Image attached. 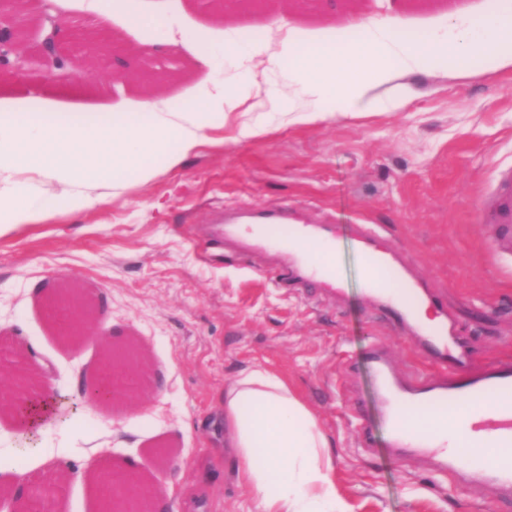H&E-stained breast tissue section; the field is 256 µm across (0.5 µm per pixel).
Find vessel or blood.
I'll return each mask as SVG.
<instances>
[{
	"mask_svg": "<svg viewBox=\"0 0 512 512\" xmlns=\"http://www.w3.org/2000/svg\"><path fill=\"white\" fill-rule=\"evenodd\" d=\"M267 225L270 234L262 246L274 254L292 252L295 244L329 239L323 225L296 220L286 207L255 209L246 213L228 210L224 213V234L232 236L235 224L242 219ZM491 220L497 228L496 251L512 250V175L502 180L501 190L491 208ZM383 234L381 226L362 224L358 237L363 244L367 275V289L376 306L385 311L392 321L402 327L418 344L421 352L432 363L433 376L398 377L390 364V354L384 344H375L366 360L375 371L384 401L396 404L389 415L390 435L396 451H412L422 455L436 470L477 482H491L504 491L512 490V359H498L486 368L475 370L469 365L467 344L462 337L451 334L448 314L440 300L413 276L399 277L392 261L379 253L377 242ZM293 253V252H292ZM296 255V254H295ZM337 268L333 261L313 263L304 254H297L293 265L276 266L272 275L276 283L303 288L325 278L335 280ZM402 279L405 294L390 295L389 281ZM417 299L432 307L437 323L427 327L416 321L410 299ZM471 411L469 440L472 447H482L485 435H493L504 455L475 472H465L457 456L433 452L420 440L412 428L404 424L405 416H416L429 411L448 412L460 408Z\"/></svg>",
	"mask_w": 512,
	"mask_h": 512,
	"instance_id": "1",
	"label": "vessel or blood"
}]
</instances>
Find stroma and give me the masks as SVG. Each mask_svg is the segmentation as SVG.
<instances>
[{"label":"stroma","instance_id":"obj_1","mask_svg":"<svg viewBox=\"0 0 512 512\" xmlns=\"http://www.w3.org/2000/svg\"><path fill=\"white\" fill-rule=\"evenodd\" d=\"M500 0H140L144 15L167 17L176 42L131 25L120 0L95 12L92 0H56L67 25L102 41L95 59L77 58L64 81L31 89L0 75V106L38 94L51 112L98 117L150 96L190 105L212 82L235 80L245 59L220 57L228 37L251 41L277 21L333 36L357 16L398 12L415 33L444 31L458 18L495 12ZM216 51L206 66L196 50ZM153 62L142 66V55ZM451 80L413 78L396 112L286 125L266 113L261 139L238 136L240 116L217 126L181 164L160 166L148 184L72 213L60 208L0 237V363L19 360L66 401L30 430L0 417V512H15L9 484L47 483L69 465L58 512H98L87 479L99 449L131 465L175 512H259L239 485L224 447V386L261 364L288 378L318 417L334 459L338 495L353 512H512L491 485H474L390 448L373 370L365 358L384 343L404 374H432L418 347L377 310L364 286L360 224L384 229L383 244L420 276L470 343L481 367L512 358V255L492 256L483 220L501 171L512 167V70ZM290 206L333 225L335 298L314 301L274 283L262 252L222 245L225 209ZM77 282L103 314L99 333L66 344L48 319L53 290ZM134 341L146 363L137 409L101 407L84 395L105 341ZM359 416H352V404ZM373 445L360 447L361 426Z\"/></svg>","mask_w":512,"mask_h":512}]
</instances>
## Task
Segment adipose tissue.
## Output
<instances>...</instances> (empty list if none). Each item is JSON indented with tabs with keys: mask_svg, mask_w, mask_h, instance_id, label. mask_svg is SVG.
<instances>
[{
	"mask_svg": "<svg viewBox=\"0 0 512 512\" xmlns=\"http://www.w3.org/2000/svg\"><path fill=\"white\" fill-rule=\"evenodd\" d=\"M352 27L353 40H301L272 29L261 40L227 41L228 54L260 58L287 72L289 85L302 93L296 102L272 93L265 71L252 67L243 90L213 84L190 110L145 100L136 111L92 124L50 112L0 111V236L58 208L79 212L118 197L131 184L151 182L157 157L179 165L217 121L242 111L251 98L285 123L312 125L337 115L398 111L414 75L432 71L464 80L473 75L463 64L470 57L481 60L485 74L512 68V0L491 16L417 40L404 38V21L396 13L361 17ZM101 143L112 147L102 163L91 169L74 163L86 147ZM91 181L99 194L86 191ZM410 423L434 433L435 444L469 463L484 464L498 454L490 443L471 452L466 410L422 414ZM224 434L238 460L237 479L257 498L260 512H351L336 492L327 435L281 373L254 366L225 386Z\"/></svg>",
	"mask_w": 512,
	"mask_h": 512,
	"instance_id": "adipose-tissue-1",
	"label": "adipose tissue"
}]
</instances>
